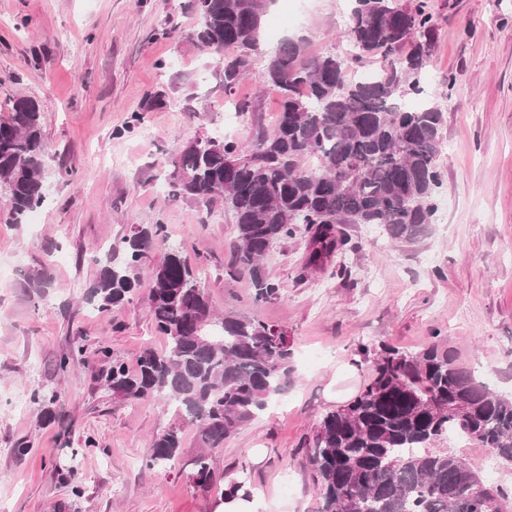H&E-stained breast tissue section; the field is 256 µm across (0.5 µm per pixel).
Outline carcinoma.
I'll list each match as a JSON object with an SVG mask.
<instances>
[{
    "label": "carcinoma",
    "instance_id": "carcinoma-1",
    "mask_svg": "<svg viewBox=\"0 0 512 512\" xmlns=\"http://www.w3.org/2000/svg\"><path fill=\"white\" fill-rule=\"evenodd\" d=\"M270 2L192 0L200 23L190 37L219 54L224 96L243 116L255 114L258 103L234 95L255 71ZM342 36L349 46L343 55L309 56L302 39L280 43L260 73L279 95L277 121L271 131L255 125L249 147L235 139H195L169 157V197L207 208L220 201L232 213L236 239L225 275L249 278L257 303L280 294L264 269L274 243L307 238L302 278L347 247L337 224H377L391 240L414 244L436 212L444 115L424 87L437 39L427 0H354ZM368 67L375 77L353 76ZM46 157L39 103L13 101L0 120V191L14 224L46 201ZM158 247L166 254L154 263ZM99 267L90 300L101 309L121 304L141 276L149 278L147 308L167 341L161 352L142 350L133 373L112 363L103 386L113 396L176 405L213 449L288 387L286 333L216 315L184 248L168 242L164 225L132 227L121 255L110 254ZM357 352L374 354L366 384L323 416L306 443L321 512H512V493L488 484V493L475 492L483 480L469 463L432 447L456 432L512 465V396L459 368L438 335L415 355L384 344L374 353L361 343ZM31 402L49 421L62 397L35 389ZM182 444L179 426L156 435L144 470L169 468ZM193 480L213 483L206 451L197 457Z\"/></svg>",
    "mask_w": 512,
    "mask_h": 512
}]
</instances>
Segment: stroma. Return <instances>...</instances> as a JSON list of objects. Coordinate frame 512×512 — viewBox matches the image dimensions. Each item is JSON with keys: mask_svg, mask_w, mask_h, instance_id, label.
Masks as SVG:
<instances>
[{"mask_svg": "<svg viewBox=\"0 0 512 512\" xmlns=\"http://www.w3.org/2000/svg\"><path fill=\"white\" fill-rule=\"evenodd\" d=\"M348 0H289L292 37L314 53H345ZM438 17L426 90L445 117L438 209L418 244L394 245L380 227L341 224L350 250L302 274L304 237L265 261L281 291L254 303L249 279H228L235 224L222 205L158 197L156 165L181 144L217 137L224 124L222 66L188 42L189 0H0V118L13 100H36L46 145L47 200L36 223L10 224L0 193V512H213L215 490L191 480L199 431L173 407L114 398L99 380L116 358L164 349L148 314L150 283L98 310L89 256L121 249L133 224H165L204 268L198 281L216 309L285 328L293 348L288 389L211 454L216 480L263 487L267 512H320L302 455L320 419L356 396L370 365L357 344L416 353L433 333L458 366L492 374L512 392V0H430ZM163 107L141 108L145 94ZM140 122H133V115ZM72 176L57 175V165ZM50 263L46 297L28 286ZM348 275H338L340 266ZM110 359L96 354L98 345ZM82 346L67 373L61 351ZM61 392L62 424L42 421L32 390ZM179 426L171 470L140 463L153 436ZM32 451L20 457L16 443ZM493 485L512 489V466L487 449L441 437Z\"/></svg>", "mask_w": 512, "mask_h": 512, "instance_id": "35a3bbf8", "label": "stroma"}]
</instances>
